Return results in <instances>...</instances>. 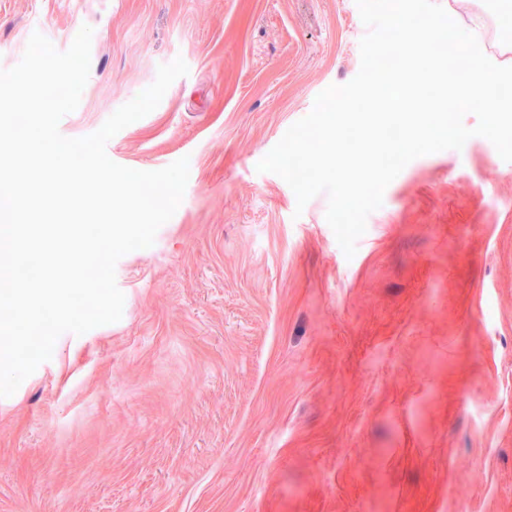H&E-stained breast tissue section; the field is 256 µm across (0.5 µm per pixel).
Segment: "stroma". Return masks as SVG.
<instances>
[{
    "mask_svg": "<svg viewBox=\"0 0 512 512\" xmlns=\"http://www.w3.org/2000/svg\"><path fill=\"white\" fill-rule=\"evenodd\" d=\"M439 2L512 66V0ZM85 25L60 132L183 58L107 148L188 158L189 180L116 265L121 319L63 334L0 398V512H512V162L478 136L413 160L349 259L326 195L296 213L257 165L357 75L355 0H0V70Z\"/></svg>",
    "mask_w": 512,
    "mask_h": 512,
    "instance_id": "stroma-1",
    "label": "stroma"
}]
</instances>
